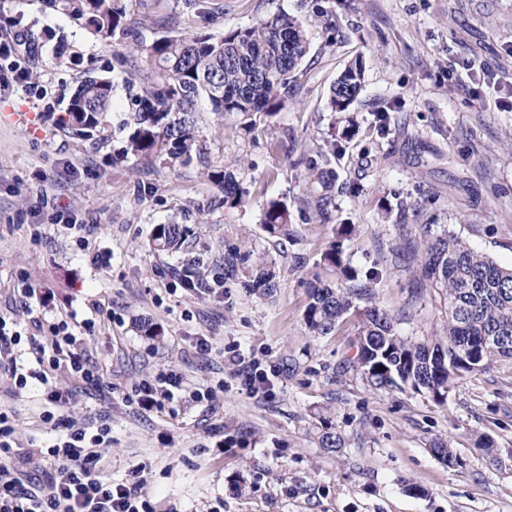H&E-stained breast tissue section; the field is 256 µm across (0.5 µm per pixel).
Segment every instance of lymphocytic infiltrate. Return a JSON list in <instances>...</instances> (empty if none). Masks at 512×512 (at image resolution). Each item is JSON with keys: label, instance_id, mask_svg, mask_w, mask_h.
Returning <instances> with one entry per match:
<instances>
[{"label": "lymphocytic infiltrate", "instance_id": "f902f5d3", "mask_svg": "<svg viewBox=\"0 0 512 512\" xmlns=\"http://www.w3.org/2000/svg\"><path fill=\"white\" fill-rule=\"evenodd\" d=\"M53 333L50 346L32 345L37 366L26 369L11 352L17 334L0 318V373L10 374L22 388L32 379L46 385L47 402L59 409L65 399L49 389L48 369L68 371L91 386L100 384L102 375L92 362L74 352L77 338L67 322H59ZM181 386V375L161 372L141 382L133 399L143 409H161L173 401ZM57 423L63 432L48 446L44 469L26 476L12 445V420L0 412V512H150L137 487L112 482L98 469L96 449L104 442L107 429L91 435L74 420L61 417Z\"/></svg>", "mask_w": 512, "mask_h": 512}]
</instances>
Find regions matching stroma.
<instances>
[{"instance_id": "1", "label": "stroma", "mask_w": 512, "mask_h": 512, "mask_svg": "<svg viewBox=\"0 0 512 512\" xmlns=\"http://www.w3.org/2000/svg\"><path fill=\"white\" fill-rule=\"evenodd\" d=\"M145 39L220 34L284 11L306 27L310 49L284 107L241 128L208 102L196 112L204 159L172 166L128 156L124 146L128 72L144 68L133 44L97 40L82 21L43 0H0L23 39L37 38L35 80L0 98V317L50 345V326L67 321L76 348L103 374L91 387L56 372L64 410L90 430L109 426L97 466L117 482H138L152 512H512V362L458 380L444 404L428 393L375 390L352 366L355 318L312 336L304 321L306 281L342 224L358 281L378 274L377 302L402 336L425 341L444 326V305L418 273L405 236L443 224L473 250L512 268V111L495 99L512 92V0H127ZM73 59L56 60L59 45ZM361 59L364 84L347 111L329 106L346 63ZM497 74L473 93L463 61ZM116 85L104 140L95 145L61 124L70 94L90 71ZM391 106L387 136L373 114ZM340 146L336 180L322 190L309 176L327 141ZM229 165L247 194L224 205L205 161ZM329 197L328 221L316 216ZM288 201L289 237L268 235L266 202ZM188 225L191 251H250L278 283L269 295L247 288L248 269L205 294L173 274L175 257L155 252L154 225ZM90 231L92 245L78 239ZM101 262H93V255ZM34 288L26 297L25 288ZM157 324L141 335L135 320ZM207 340L208 353L197 343ZM268 374L249 396L230 374L233 354ZM182 375L174 403L145 411L128 396L160 371ZM43 386L17 390L0 373V410L16 422L25 471L57 436L43 420ZM328 418L345 444L321 448ZM486 435L496 457L477 448ZM451 441L461 466L431 451Z\"/></svg>"}]
</instances>
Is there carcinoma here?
I'll return each instance as SVG.
<instances>
[{
    "instance_id": "carcinoma-1",
    "label": "carcinoma",
    "mask_w": 512,
    "mask_h": 512,
    "mask_svg": "<svg viewBox=\"0 0 512 512\" xmlns=\"http://www.w3.org/2000/svg\"><path fill=\"white\" fill-rule=\"evenodd\" d=\"M44 2L54 11L82 19L102 42L118 35L133 38L148 68L125 82L131 101L130 133L121 154L155 158L171 165L188 162L192 153L199 151L195 112L201 99H208L220 116L244 117L242 127L249 130L257 119L273 116L282 108L309 50L306 30L285 13L221 35H160L147 44L139 40L125 0ZM362 81V64L356 60L347 65L331 88L332 109L347 111ZM113 96L114 85L108 77L88 74L69 97L67 126L84 139L99 138ZM337 151L338 144L328 142L323 167L310 168L311 176L325 189L331 186V172L325 166ZM207 177L223 189L224 207L240 205L243 189L234 174L224 170L223 163L210 166ZM290 222L287 202L272 199L267 203L262 216L266 233L286 237ZM189 233L185 224H157L151 244L159 252L180 253ZM351 233V225H340L339 240L322 258L323 270L341 274L344 280L332 281L318 272L307 280L305 321L311 333L327 336L345 315L355 313L356 371L371 388L425 391L442 403L457 379L512 361V269L472 250L444 228L434 233L432 225H422L421 240L408 239V247L421 254L422 276L441 292L448 305V319L440 335L415 342L400 336L393 317L376 303L374 279L351 283L353 277L343 259V243ZM249 257L248 252L228 249L222 266L235 272ZM175 275L185 286L204 293L224 287V273L215 271L208 252L184 259L175 268ZM248 287L268 295L278 284L272 273L260 270ZM354 299L365 306L352 307ZM319 442L332 451L343 447V439L326 420L321 423ZM433 450L448 466L461 464L450 442L439 440Z\"/></svg>"
}]
</instances>
